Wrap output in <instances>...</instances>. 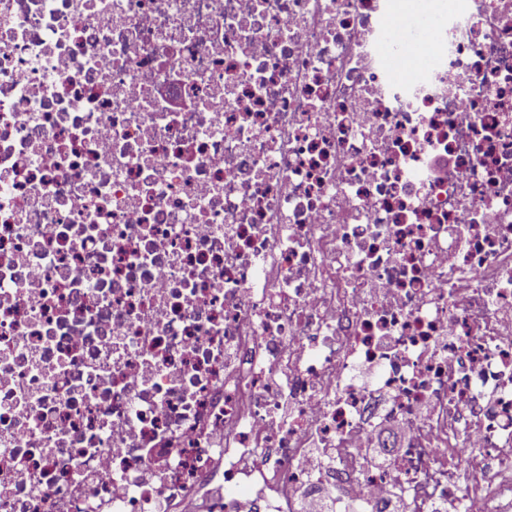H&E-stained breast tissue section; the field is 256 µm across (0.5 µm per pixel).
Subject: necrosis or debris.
Instances as JSON below:
<instances>
[{
  "label": "necrosis or debris",
  "mask_w": 512,
  "mask_h": 512,
  "mask_svg": "<svg viewBox=\"0 0 512 512\" xmlns=\"http://www.w3.org/2000/svg\"><path fill=\"white\" fill-rule=\"evenodd\" d=\"M449 2L0 0V512L512 498V0Z\"/></svg>",
  "instance_id": "4bbe7bcc"
}]
</instances>
